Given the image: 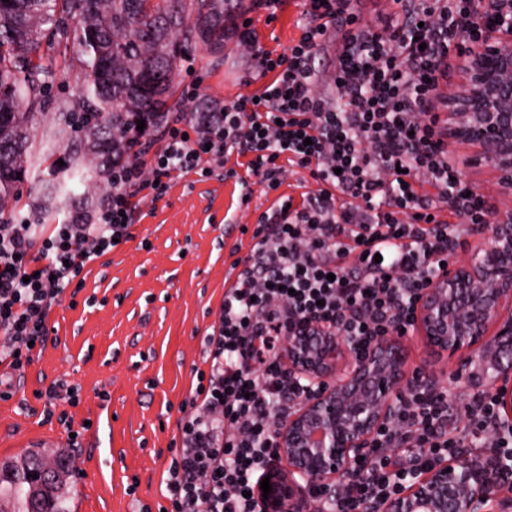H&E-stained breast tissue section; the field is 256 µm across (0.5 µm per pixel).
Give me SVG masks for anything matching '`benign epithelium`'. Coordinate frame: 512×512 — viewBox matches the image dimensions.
<instances>
[{"label": "benign epithelium", "instance_id": "obj_1", "mask_svg": "<svg viewBox=\"0 0 512 512\" xmlns=\"http://www.w3.org/2000/svg\"><path fill=\"white\" fill-rule=\"evenodd\" d=\"M470 16L476 36L456 53L463 83L448 101L442 145L474 148L459 162L492 167L512 193V0H489ZM484 229L483 243L465 260L450 262L422 292L415 326L439 353L467 350L470 362L497 361L478 381L469 362L452 379L486 388L498 428L511 432L512 209L491 212ZM286 353L288 381L304 378L315 390L278 425L274 452L286 468L265 471L272 492L265 499L255 487V502L260 512H318L303 484L347 485L381 428L395 424L398 399L417 381L407 375L393 337L354 356L338 336H290ZM379 512H512V465L494 448L440 458L384 498Z\"/></svg>", "mask_w": 512, "mask_h": 512}]
</instances>
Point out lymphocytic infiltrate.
<instances>
[{"label":"lymphocytic infiltrate","instance_id":"lymphocytic-infiltrate-1","mask_svg":"<svg viewBox=\"0 0 512 512\" xmlns=\"http://www.w3.org/2000/svg\"><path fill=\"white\" fill-rule=\"evenodd\" d=\"M351 0H303L301 34L287 53L258 45L246 15L235 41L266 82L258 96L212 118L167 113L159 135L138 134L112 173L94 223L0 224V364L24 371L49 340L48 319L85 268L133 239L145 199L160 200L173 173L204 174L236 154L277 194L254 228L203 339L202 366L183 405L166 470L169 512H259L253 491L275 459L274 434L303 386L284 379V342L309 321L360 353L413 331L415 303L436 279L465 224L488 209L440 144L437 82L465 30L471 0H403L382 29L362 24ZM336 43L332 90L317 92L318 54ZM309 170L317 191L278 195L284 165ZM430 185L433 195L422 194ZM471 422L512 457L489 394L471 397ZM446 393L409 390L395 427L379 433L344 493L315 489L321 512H365L412 473L458 452Z\"/></svg>","mask_w":512,"mask_h":512}]
</instances>
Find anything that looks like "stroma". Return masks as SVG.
I'll list each match as a JSON object with an SVG mask.
<instances>
[{
  "label": "stroma",
  "instance_id": "stroma-1",
  "mask_svg": "<svg viewBox=\"0 0 512 512\" xmlns=\"http://www.w3.org/2000/svg\"><path fill=\"white\" fill-rule=\"evenodd\" d=\"M301 0H282L274 15L253 14L259 45L273 54L287 52L303 22ZM54 75L48 95L60 104L75 97L82 81L78 60L62 64L51 49ZM201 79L199 100L217 105L255 92L262 84L249 53L236 44L214 65L205 52L181 64L176 92ZM235 169L237 178L224 176ZM463 178L491 209H512L494 171L462 169ZM278 193L250 175L247 160L228 157L207 177L173 175L166 195L144 202L133 240L87 266L76 295H63L49 317L50 340L23 373L5 372L13 386L0 397V461L29 448H44L74 459L80 470L73 491L74 512H162L169 502L161 483L172 453L171 440L189 393L192 369L201 365L203 338L218 316L241 226H254L276 195L315 191L308 171L288 167ZM251 190L240 205L242 187ZM408 372L434 377L448 395L458 434L471 439L465 407L473 387L453 382L449 373L459 354L436 355L426 339L410 332L401 339ZM77 389L79 402L46 405L35 396L57 379ZM67 413L61 424L58 413ZM90 429H83V422ZM81 430L71 444L70 430Z\"/></svg>",
  "mask_w": 512,
  "mask_h": 512
}]
</instances>
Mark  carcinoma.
Listing matches in <instances>:
<instances>
[{
  "mask_svg": "<svg viewBox=\"0 0 512 512\" xmlns=\"http://www.w3.org/2000/svg\"><path fill=\"white\" fill-rule=\"evenodd\" d=\"M247 7L246 0H0V201L41 164L47 178L34 187L33 224L53 218L62 180L84 168L97 193L112 187V169L133 155L139 120L155 131L177 105L181 62L198 50L224 60L235 16ZM45 42L74 43L83 71L79 95L42 133L46 145L68 149L62 166L37 150L35 138L48 103ZM41 457L32 450L0 462V512H72L68 487L45 476Z\"/></svg>",
  "mask_w": 512,
  "mask_h": 512,
  "instance_id": "cac0c4a2",
  "label": "carcinoma"
}]
</instances>
